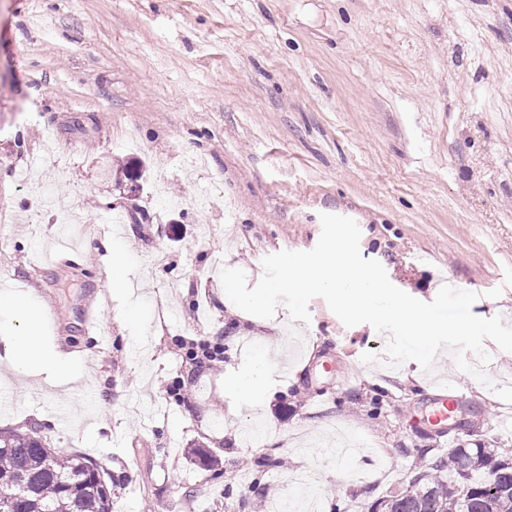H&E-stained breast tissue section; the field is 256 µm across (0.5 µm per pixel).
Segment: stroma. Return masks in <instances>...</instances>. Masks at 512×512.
Wrapping results in <instances>:
<instances>
[{
    "label": "stroma",
    "mask_w": 512,
    "mask_h": 512,
    "mask_svg": "<svg viewBox=\"0 0 512 512\" xmlns=\"http://www.w3.org/2000/svg\"><path fill=\"white\" fill-rule=\"evenodd\" d=\"M323 212L404 292L433 301L442 273L512 325V0H0V292L52 303L79 376L0 345V428L101 464L112 512H251L301 470L322 512H371L435 457L441 390L447 447L512 448V404L450 352L393 369L322 298L306 323L228 299L221 268L256 285ZM262 354L258 407L238 379ZM458 396H450L448 394H441L434 398L431 402L430 409L424 417L425 423L431 427L436 438L440 441L446 440L451 426L448 425V420L452 418L459 407Z\"/></svg>",
    "instance_id": "obj_1"
}]
</instances>
